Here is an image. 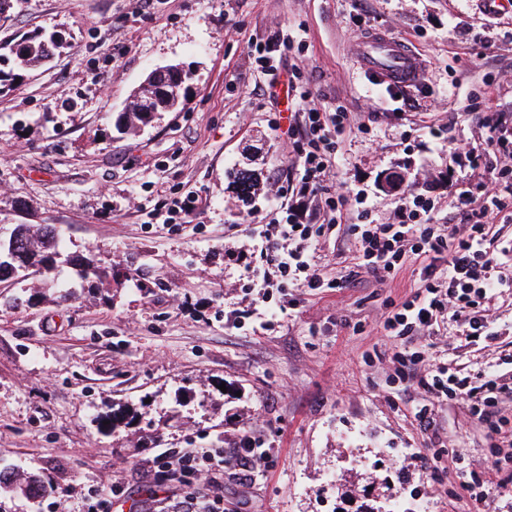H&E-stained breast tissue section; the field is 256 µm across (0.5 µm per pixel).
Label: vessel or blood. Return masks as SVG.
I'll use <instances>...</instances> for the list:
<instances>
[{
	"label": "vessel or blood",
	"mask_w": 512,
	"mask_h": 512,
	"mask_svg": "<svg viewBox=\"0 0 512 512\" xmlns=\"http://www.w3.org/2000/svg\"><path fill=\"white\" fill-rule=\"evenodd\" d=\"M351 55L362 70L382 83L409 86L422 74L420 59L401 40L385 33L358 38Z\"/></svg>",
	"instance_id": "obj_1"
}]
</instances>
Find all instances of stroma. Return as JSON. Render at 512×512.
<instances>
[{
  "label": "stroma",
  "instance_id": "1",
  "mask_svg": "<svg viewBox=\"0 0 512 512\" xmlns=\"http://www.w3.org/2000/svg\"><path fill=\"white\" fill-rule=\"evenodd\" d=\"M11 2L0 26V222L56 225L68 253L108 256L112 280L74 298L67 266L50 288L36 275L0 281V460L54 487L36 504L1 497L0 512H85L115 482L124 493L112 512H166L188 492L223 494L224 512H367L398 487L421 495L424 512H477L457 474L492 456L486 428L466 402L403 389L380 332L391 302L418 288L417 271L340 291L289 288L267 303L245 289L258 264L248 225L301 175L271 125L287 104L264 95L271 78L248 51L268 50L278 75L299 70L326 106L347 107L336 176L367 190L375 222L416 193L437 200L443 224L449 181L473 190L492 177L460 164L453 143L480 148L485 124L512 125V0L493 13L484 0ZM378 31L424 65L402 113L371 99L373 78L351 57L355 39ZM52 32L65 41L52 59L16 65L15 43ZM279 32L300 50L274 51ZM166 65L189 75L182 106L119 133L129 96ZM249 161L261 189L245 204L231 173ZM391 173L399 188L386 187ZM191 193L198 213L167 226V203ZM492 304V335L468 339L448 321L457 338L434 337L421 377L443 363L476 384L512 375V288ZM114 403L135 420L101 426ZM425 404L431 433L414 417ZM246 433L268 451L256 479L231 468L206 484L155 476L165 450L231 448ZM452 447L455 467L423 469L421 454Z\"/></svg>",
  "mask_w": 512,
  "mask_h": 512
}]
</instances>
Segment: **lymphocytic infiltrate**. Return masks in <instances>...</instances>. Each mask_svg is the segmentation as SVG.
I'll return each mask as SVG.
<instances>
[{
	"mask_svg": "<svg viewBox=\"0 0 512 512\" xmlns=\"http://www.w3.org/2000/svg\"><path fill=\"white\" fill-rule=\"evenodd\" d=\"M297 111L300 126L288 128L283 149L302 169L300 185L272 211L258 233L265 268L256 285L340 290L365 274L382 283L393 280L410 261H420V288L393 304L382 324L384 334L394 340L396 377L400 383H410L419 364L427 360V351L398 345V338L437 335L448 312L467 335H481L493 322L494 292L512 284L501 276L498 259L489 248L494 223L512 222V129L500 123L486 126L484 141L499 155V175L479 192L465 190L451 196L448 206L456 223H436L434 199L410 193L400 199L392 221L377 224L362 208V195L351 194L335 175L337 137L349 121L346 108L327 110L305 90L299 94ZM355 203L361 209L352 224L348 215ZM338 224L347 225L355 250L342 275L330 279L316 264L315 253L325 231ZM422 386L433 398L467 401L472 421L488 425L490 440L506 439V432L490 420L500 396L512 393V377L497 375L475 386L440 368ZM259 458L254 439L245 435L239 447L229 451L184 448L161 453L158 467L163 475L184 472L200 477L233 465L250 475L256 472Z\"/></svg>",
	"mask_w": 512,
	"mask_h": 512,
	"instance_id": "f902f5d3",
	"label": "lymphocytic infiltrate"
}]
</instances>
